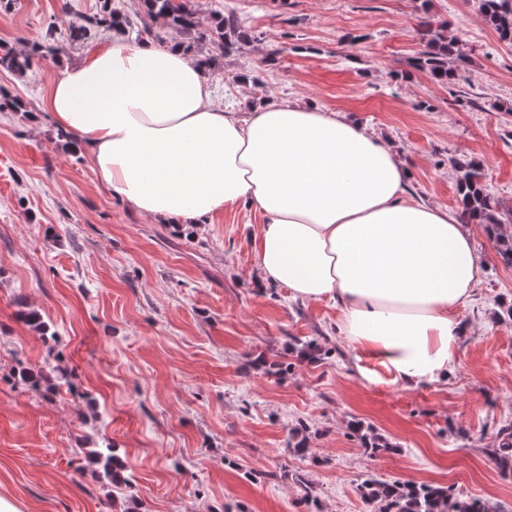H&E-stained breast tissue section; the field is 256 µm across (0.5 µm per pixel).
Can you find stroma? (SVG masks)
Listing matches in <instances>:
<instances>
[{"mask_svg": "<svg viewBox=\"0 0 512 512\" xmlns=\"http://www.w3.org/2000/svg\"><path fill=\"white\" fill-rule=\"evenodd\" d=\"M0 0V47L51 54L24 76L0 71L23 112H0V497L20 512H375L366 477L451 487L512 512V479L485 449L512 424V267L473 227L484 273L460 315L470 334L444 384L411 388L376 364L359 372L331 302L261 286L256 212L227 209L205 229H178L129 210L84 149L43 110L65 65L112 38L68 39L78 14L103 2ZM202 26L235 13L252 43L209 70L216 106L289 99L338 111L391 143L415 199L460 213L450 160L475 163L512 227V46L477 0H191ZM447 26L465 55L456 87L410 60L421 21ZM244 75L246 83L235 80ZM468 90L457 102L454 89ZM38 310L44 340L17 314ZM317 340L308 358L296 341ZM54 364V398L19 383V367ZM359 420L394 444L373 458ZM306 426L312 457L287 450ZM111 444L130 485L103 476L91 451Z\"/></svg>", "mask_w": 512, "mask_h": 512, "instance_id": "stroma-1", "label": "stroma"}]
</instances>
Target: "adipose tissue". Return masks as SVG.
Returning a JSON list of instances; mask_svg holds the SVG:
<instances>
[{"instance_id":"ef3b65f1","label":"adipose tissue","mask_w":512,"mask_h":512,"mask_svg":"<svg viewBox=\"0 0 512 512\" xmlns=\"http://www.w3.org/2000/svg\"><path fill=\"white\" fill-rule=\"evenodd\" d=\"M45 109L139 214L194 226L253 206L264 283L332 301L354 349L404 386L447 381L483 263L470 227L409 198L389 143L312 106L216 107L199 56L119 30L64 67Z\"/></svg>"}]
</instances>
